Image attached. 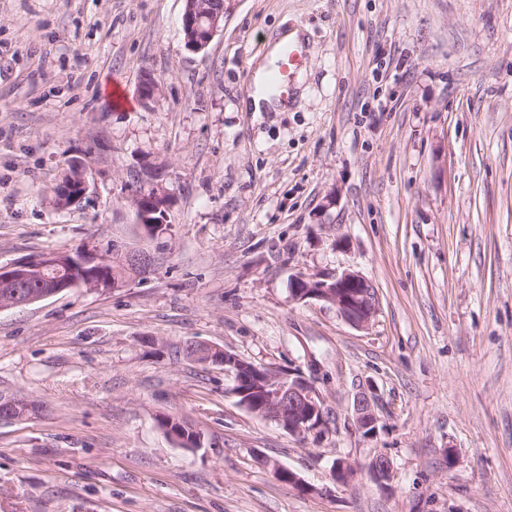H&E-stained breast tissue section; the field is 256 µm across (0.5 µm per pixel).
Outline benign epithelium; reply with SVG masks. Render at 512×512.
I'll return each instance as SVG.
<instances>
[{"instance_id": "7a95c632", "label": "benign epithelium", "mask_w": 512, "mask_h": 512, "mask_svg": "<svg viewBox=\"0 0 512 512\" xmlns=\"http://www.w3.org/2000/svg\"><path fill=\"white\" fill-rule=\"evenodd\" d=\"M204 0H185L182 15V29L187 49L199 52L204 50L224 24V7L207 10ZM159 94V87L151 75H144L139 86V97L149 104ZM150 191L137 195L133 206L137 223L145 233H150L149 225L164 224L171 205V197L164 184L166 171L151 167L147 170ZM90 185L83 163H74V172L67 173L55 190L54 197L66 207L85 198ZM82 267H94L89 273H79L67 281L48 279L43 274L48 270L72 269L74 262ZM107 262L89 249L77 254L58 252L25 259L9 267H0V308L27 305L66 289L79 285L110 286L119 282L106 281L96 275V270ZM374 285L362 273L344 269L334 273L299 274L293 277L291 296L297 301L317 300L328 303L336 314L347 324L357 329L367 328L379 310L378 294ZM190 359L204 364L224 363V375L233 381L231 394L239 398V404L250 412L276 422L288 433L306 437L310 434L323 436L331 431V421L324 406V399L314 381L300 369L273 370L260 367L240 355L207 343L197 342L191 347ZM376 397L373 389L359 393L353 402L354 425L367 439L379 435V418L375 411ZM262 465L270 470L280 482L310 490L296 472L285 467L278 460L263 456ZM355 464L347 459L336 460L331 475L336 485H347L353 478ZM369 473L384 491L392 489L393 466L390 458L379 453L368 464Z\"/></svg>"}]
</instances>
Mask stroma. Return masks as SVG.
I'll return each instance as SVG.
<instances>
[{"mask_svg":"<svg viewBox=\"0 0 512 512\" xmlns=\"http://www.w3.org/2000/svg\"><path fill=\"white\" fill-rule=\"evenodd\" d=\"M183 11L0 0V266L115 244L153 258L119 288L0 308V390L40 405L0 421V512H512V0H224L200 52ZM294 28L286 110L242 111ZM73 158L90 191L59 209ZM152 166L172 203L149 238L132 200ZM346 268L378 291L363 330L289 291ZM189 340L314 375L330 432L252 414L222 366L180 354ZM370 385L372 440L352 419ZM379 453L389 493L363 469ZM340 457L362 469L322 494ZM259 460L265 468L270 470L272 475L278 481L298 488L302 491L312 490V487H308L305 481L302 479V477H300L296 472L292 471L291 469L285 467L278 460L267 456H261Z\"/></svg>","mask_w":512,"mask_h":512,"instance_id":"35a3bbf8","label":"stroma"}]
</instances>
